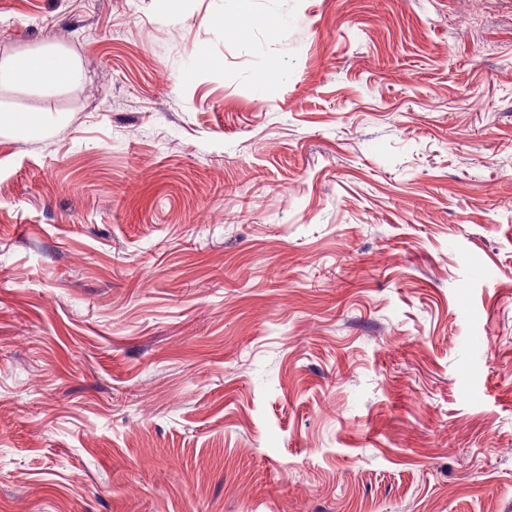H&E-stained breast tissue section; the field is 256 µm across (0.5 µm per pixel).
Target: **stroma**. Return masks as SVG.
<instances>
[{"mask_svg":"<svg viewBox=\"0 0 512 512\" xmlns=\"http://www.w3.org/2000/svg\"><path fill=\"white\" fill-rule=\"evenodd\" d=\"M253 8L0 0V512H512V0ZM3 75L14 84L38 87L67 85L80 77L73 65H66L56 54L45 51L26 54L6 65ZM0 112V130L12 129L25 135L36 132L45 122V117L40 112Z\"/></svg>","mask_w":512,"mask_h":512,"instance_id":"1","label":"stroma"}]
</instances>
